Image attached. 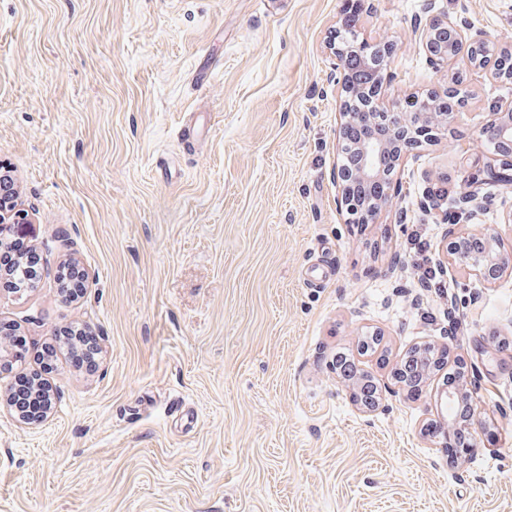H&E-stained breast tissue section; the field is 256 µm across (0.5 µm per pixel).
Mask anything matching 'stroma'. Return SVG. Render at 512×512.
<instances>
[{"label": "stroma", "instance_id": "1", "mask_svg": "<svg viewBox=\"0 0 512 512\" xmlns=\"http://www.w3.org/2000/svg\"><path fill=\"white\" fill-rule=\"evenodd\" d=\"M458 0H369L356 29L386 42L384 101L465 76L452 138L397 164L398 193L365 231L340 212L334 58L349 0H0V166L41 256L24 294L0 287V322L31 349L79 326L95 370L60 358L43 422L0 406V512H512V274L419 281L413 231L442 246L475 189V222L512 246V185L487 176L478 136L501 83L433 69L414 19ZM468 17L512 40V0ZM209 83L195 79L197 70ZM78 263L85 288L57 276ZM383 336L382 353L358 340ZM464 365L483 425L464 479L423 435L443 372L391 395L413 347ZM380 393L358 409L337 354Z\"/></svg>", "mask_w": 512, "mask_h": 512}]
</instances>
